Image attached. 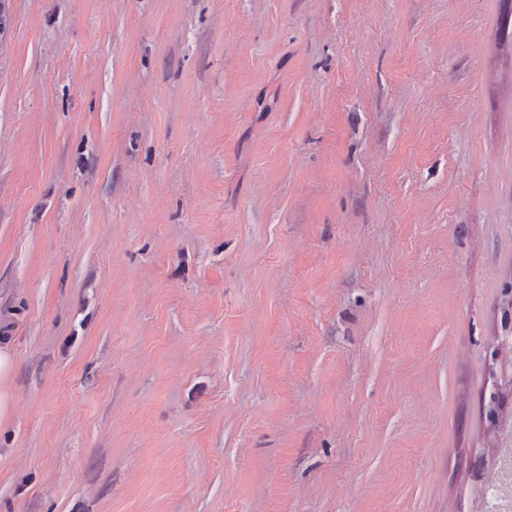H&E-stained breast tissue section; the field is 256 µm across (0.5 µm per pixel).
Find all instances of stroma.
Wrapping results in <instances>:
<instances>
[{
	"label": "stroma",
	"mask_w": 512,
	"mask_h": 512,
	"mask_svg": "<svg viewBox=\"0 0 512 512\" xmlns=\"http://www.w3.org/2000/svg\"><path fill=\"white\" fill-rule=\"evenodd\" d=\"M502 12L0 0V512H470Z\"/></svg>",
	"instance_id": "obj_1"
}]
</instances>
